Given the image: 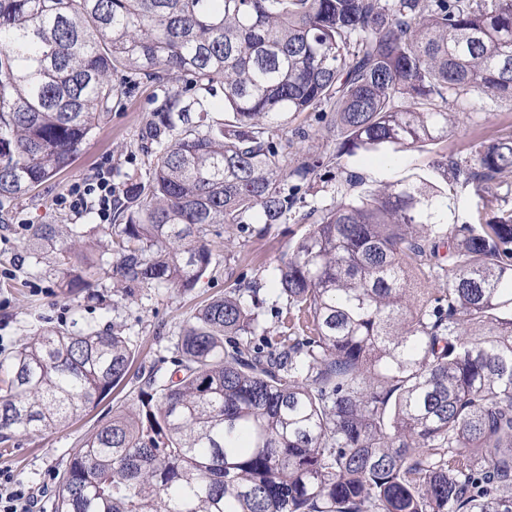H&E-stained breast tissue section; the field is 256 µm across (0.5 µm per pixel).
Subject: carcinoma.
Segmentation results:
<instances>
[{
    "label": "carcinoma",
    "mask_w": 512,
    "mask_h": 512,
    "mask_svg": "<svg viewBox=\"0 0 512 512\" xmlns=\"http://www.w3.org/2000/svg\"><path fill=\"white\" fill-rule=\"evenodd\" d=\"M170 82L123 224H28L69 288H191L214 224H284L328 157L288 162L313 114L340 183L512 100V0H0V209L72 162L117 77ZM367 196L336 191L276 268L278 325L235 285L184 328L167 380L82 442L55 512H512V210L456 216L512 177V134ZM446 252H440V249ZM117 332L50 327L0 360V440L62 427L125 381ZM307 113H303L299 116H288L286 115L284 120V124L282 126V130L279 132V135L288 134V138H291L292 130L299 125L305 126L308 131V138L302 143H296L295 141L292 148L288 149L291 152L290 157L295 162L294 165L297 164V160H301L303 154L308 152L317 151L324 154L332 155L336 150V141L335 138L330 134L325 127L324 124H317L314 121L307 120L305 116Z\"/></svg>",
    "instance_id": "obj_1"
}]
</instances>
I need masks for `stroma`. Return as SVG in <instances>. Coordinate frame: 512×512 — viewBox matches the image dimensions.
<instances>
[{
	"label": "stroma",
	"mask_w": 512,
	"mask_h": 512,
	"mask_svg": "<svg viewBox=\"0 0 512 512\" xmlns=\"http://www.w3.org/2000/svg\"><path fill=\"white\" fill-rule=\"evenodd\" d=\"M162 96L163 88L156 84L134 80L125 84L111 112L98 121L75 160L29 195L12 202L8 217L0 223V358L48 327L74 324L118 330L137 351L126 380L94 410L66 427L17 435L0 443V467L11 469L16 477L39 490L37 512H54L53 492L60 472L106 413L134 402L142 376L153 371L158 378H168L174 347L187 322L209 301L223 296L225 287L260 283L264 301L261 320L267 327L273 326L276 311L284 305L283 298L269 289L268 281L305 230L293 216L287 223L265 230L254 224L245 229L234 224L212 226L207 236L212 262L187 290L140 288L126 295L114 287L108 273L94 295L78 288H61L56 276L45 274L22 250L25 225L72 224L78 220L99 224L97 215L75 218L61 210L57 200L73 182L93 178L102 168L111 171L116 185L144 174L150 158L145 129L155 119ZM298 126L307 129L308 137L292 146V159H301L309 151L335 152L336 142L325 125L305 116L285 117L282 131L288 134ZM510 132L512 101L504 99L491 112L456 114L447 140L436 152L425 148L397 152L387 146L378 151L376 162H366L360 154L343 157L342 162L362 177L352 191L357 197L410 177L437 181L429 166L434 153L464 159L480 143Z\"/></svg>",
	"instance_id": "obj_1"
}]
</instances>
